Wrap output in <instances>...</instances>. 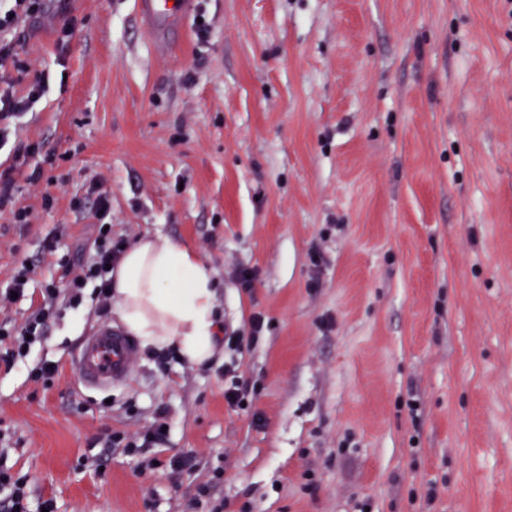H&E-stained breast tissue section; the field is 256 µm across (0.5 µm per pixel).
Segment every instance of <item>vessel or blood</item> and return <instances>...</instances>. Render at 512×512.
<instances>
[{"label": "vessel or blood", "mask_w": 512, "mask_h": 512, "mask_svg": "<svg viewBox=\"0 0 512 512\" xmlns=\"http://www.w3.org/2000/svg\"><path fill=\"white\" fill-rule=\"evenodd\" d=\"M135 4L154 47L160 51L170 47L171 31L182 27L194 11V0H135ZM137 358L132 338L106 324L84 336L74 365L84 388L108 392L127 380Z\"/></svg>", "instance_id": "vessel-or-blood-1"}]
</instances>
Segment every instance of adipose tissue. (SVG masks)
<instances>
[{
  "label": "adipose tissue",
  "instance_id": "obj_1",
  "mask_svg": "<svg viewBox=\"0 0 512 512\" xmlns=\"http://www.w3.org/2000/svg\"><path fill=\"white\" fill-rule=\"evenodd\" d=\"M114 311L143 347L175 350L192 366L216 354L219 317L208 266L156 235L129 247L110 274Z\"/></svg>",
  "mask_w": 512,
  "mask_h": 512
}]
</instances>
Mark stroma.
<instances>
[{
    "label": "stroma",
    "mask_w": 512,
    "mask_h": 512,
    "mask_svg": "<svg viewBox=\"0 0 512 512\" xmlns=\"http://www.w3.org/2000/svg\"><path fill=\"white\" fill-rule=\"evenodd\" d=\"M194 14L206 38L187 22L163 54L133 0H45L19 23L14 92L45 89L0 141L30 212L0 210V290L33 268L0 322L65 288L106 222L130 245L195 250L222 327L262 329L199 367L140 349L105 395L73 368L117 320L86 286L26 358L0 362V466L55 512H512V0H196ZM44 362L61 367L45 385L30 378ZM236 380L240 408L224 400ZM159 414L149 451L86 464L105 432ZM175 456L194 466L173 481Z\"/></svg>",
    "instance_id": "35a3bbf8"
}]
</instances>
